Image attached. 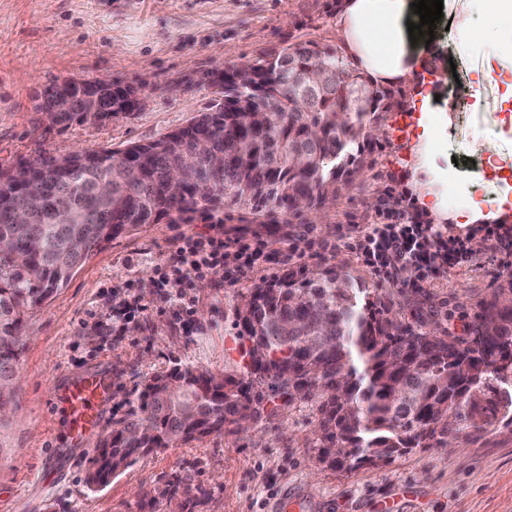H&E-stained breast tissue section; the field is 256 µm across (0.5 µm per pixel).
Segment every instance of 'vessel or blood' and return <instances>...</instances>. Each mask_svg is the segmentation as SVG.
Listing matches in <instances>:
<instances>
[{"instance_id": "b4317fda", "label": "vessel or blood", "mask_w": 512, "mask_h": 512, "mask_svg": "<svg viewBox=\"0 0 512 512\" xmlns=\"http://www.w3.org/2000/svg\"><path fill=\"white\" fill-rule=\"evenodd\" d=\"M109 396L107 381L94 373L74 380L62 391L61 401L68 418L72 445H81L97 430L99 408Z\"/></svg>"}]
</instances>
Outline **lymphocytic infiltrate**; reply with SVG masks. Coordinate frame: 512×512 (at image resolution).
<instances>
[{
  "label": "lymphocytic infiltrate",
  "mask_w": 512,
  "mask_h": 512,
  "mask_svg": "<svg viewBox=\"0 0 512 512\" xmlns=\"http://www.w3.org/2000/svg\"><path fill=\"white\" fill-rule=\"evenodd\" d=\"M230 240L221 237H185L177 254L179 270L201 274L223 266L224 250ZM504 254L503 270L512 269V236L500 225H490L480 245L445 236L433 225L409 215L397 224H366L355 235L338 233L335 240L317 239L305 229L288 247L289 257L320 258L346 250L355 253L378 284L399 285L413 293L424 292L434 276L469 261L477 249Z\"/></svg>",
  "instance_id": "lymphocytic-infiltrate-1"
}]
</instances>
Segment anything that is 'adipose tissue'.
<instances>
[{
  "label": "adipose tissue",
  "mask_w": 512,
  "mask_h": 512,
  "mask_svg": "<svg viewBox=\"0 0 512 512\" xmlns=\"http://www.w3.org/2000/svg\"><path fill=\"white\" fill-rule=\"evenodd\" d=\"M410 4L411 0H345L336 17L343 56L380 85H401L424 63L409 38Z\"/></svg>",
  "instance_id": "adipose-tissue-1"
}]
</instances>
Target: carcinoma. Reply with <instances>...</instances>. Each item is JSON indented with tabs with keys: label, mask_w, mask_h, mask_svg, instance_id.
<instances>
[{
	"label": "carcinoma",
	"mask_w": 512,
	"mask_h": 512,
	"mask_svg": "<svg viewBox=\"0 0 512 512\" xmlns=\"http://www.w3.org/2000/svg\"><path fill=\"white\" fill-rule=\"evenodd\" d=\"M323 57L328 80L305 86L295 73ZM266 96L284 111L266 122L257 89L227 88L194 117L195 137L165 134L154 151L132 158L121 149L77 150L65 156L36 149L19 159L47 189L32 195L0 169V408L18 401L25 311L63 289L74 273L116 235L155 224L199 204L204 219L226 201L277 221L302 213L299 201L323 209L351 184V165L373 151V120L405 111L401 89L373 86L372 111L350 88L365 78L339 49L308 40L247 63ZM70 111H53L60 86ZM68 79L43 91L41 111L56 125L100 120L131 110L115 89L87 92ZM185 193L170 192L173 177ZM249 314H237L248 342L242 374H217L176 363L145 379L126 410L99 442L86 482L107 486L121 470L176 445L236 432V423L294 402L317 403L310 438L317 460L336 468L376 467L410 448L458 447L481 440L498 425L512 427V381L495 369L512 348V279L479 305L475 321L448 344V330L431 319L426 302L414 322L377 305L361 279L343 267L288 272L248 292ZM348 386L336 396V384ZM164 494L180 512H203L205 492L183 477Z\"/></svg>",
	"instance_id": "carcinoma-1"
}]
</instances>
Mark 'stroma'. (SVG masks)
<instances>
[{
	"label": "stroma",
	"mask_w": 512,
	"mask_h": 512,
	"mask_svg": "<svg viewBox=\"0 0 512 512\" xmlns=\"http://www.w3.org/2000/svg\"><path fill=\"white\" fill-rule=\"evenodd\" d=\"M336 10V0H0V168L39 147L66 154L157 139L186 125L214 98L203 73L287 43L336 46ZM482 10V0H443L433 41L417 40L418 47H431L435 64L405 87L411 96L421 90L439 96L448 124L431 160L461 175L457 189L468 204L502 196L512 202V106L503 103L500 83L471 93L478 72L498 67L500 51L463 40L455 26L463 13L480 24ZM102 75L134 88L141 106L102 124L66 127L50 125L36 111L46 86ZM455 77L466 93L457 103L450 90ZM419 117L413 107L384 114L362 175L324 210L303 214L301 223L331 238L339 225L371 222L391 193L402 213L459 234L452 220L435 221L417 201L408 162ZM480 133L481 150H471ZM501 172L510 181H499ZM219 216L225 230L262 245L236 286H225L214 272L180 278L168 262L181 236L207 234L210 225L163 222L112 239L52 300L29 308L20 402L0 426V512H178L163 494L176 474L208 493L205 512H281L291 499L304 503V512H512V430L497 429L466 448H417L379 467L339 470L317 462L307 438L318 414L299 402L255 425L254 435H212L169 448L123 470L104 489L89 490L93 450L122 413L124 399L176 362L238 371L240 297L288 268L265 256L287 249L289 225L263 223L242 204L226 205ZM329 262L345 266L411 320L414 296L378 286L350 253ZM497 265L483 251L433 280L429 304L449 333L462 334L479 303L500 286ZM178 291L194 310L188 328L169 300ZM89 372L106 379L110 398L96 435L76 448L54 395Z\"/></svg>",
	"instance_id": "35a3bbf8"
}]
</instances>
